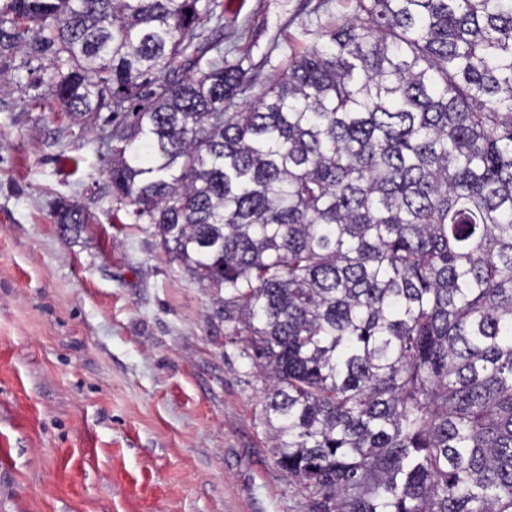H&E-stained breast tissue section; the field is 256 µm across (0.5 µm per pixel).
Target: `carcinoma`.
Segmentation results:
<instances>
[{
    "instance_id": "1",
    "label": "carcinoma",
    "mask_w": 512,
    "mask_h": 512,
    "mask_svg": "<svg viewBox=\"0 0 512 512\" xmlns=\"http://www.w3.org/2000/svg\"><path fill=\"white\" fill-rule=\"evenodd\" d=\"M212 20L0 0V56L50 60L112 193L224 291L307 512H512V0H353L243 106Z\"/></svg>"
}]
</instances>
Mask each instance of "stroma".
Instances as JSON below:
<instances>
[{"instance_id":"1","label":"stroma","mask_w":512,"mask_h":512,"mask_svg":"<svg viewBox=\"0 0 512 512\" xmlns=\"http://www.w3.org/2000/svg\"><path fill=\"white\" fill-rule=\"evenodd\" d=\"M350 0H224L206 23L261 86ZM0 90V512H306L267 439L259 372L212 289L112 197L48 61ZM90 216L64 236L58 201Z\"/></svg>"}]
</instances>
